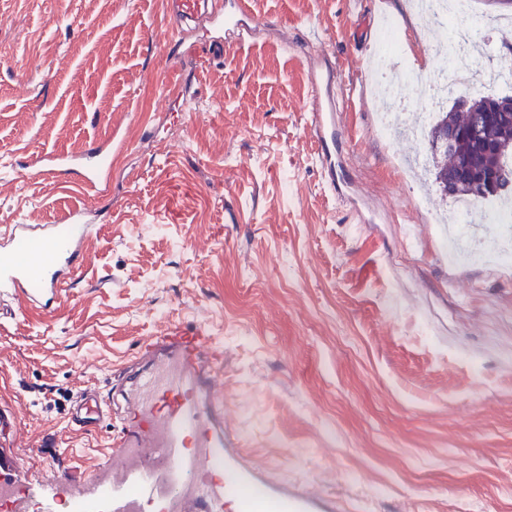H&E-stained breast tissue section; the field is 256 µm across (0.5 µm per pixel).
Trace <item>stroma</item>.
Wrapping results in <instances>:
<instances>
[{
	"label": "stroma",
	"instance_id": "1",
	"mask_svg": "<svg viewBox=\"0 0 512 512\" xmlns=\"http://www.w3.org/2000/svg\"><path fill=\"white\" fill-rule=\"evenodd\" d=\"M248 5L256 34L209 62L212 29L157 41L166 0H0V225L87 227L59 307L0 301V456L45 500L54 470L88 477L113 429L69 424L81 386L110 399L146 337L199 326L259 470L368 512H512V267L449 260L394 162L417 142L380 138L361 89L374 15L415 67L441 54L407 0ZM311 31L358 90L336 138L354 205L307 131ZM102 145L105 191L45 166Z\"/></svg>",
	"mask_w": 512,
	"mask_h": 512
}]
</instances>
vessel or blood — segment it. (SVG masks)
Returning <instances> with one entry per match:
<instances>
[{
    "instance_id": "obj_1",
    "label": "vessel or blood",
    "mask_w": 512,
    "mask_h": 512,
    "mask_svg": "<svg viewBox=\"0 0 512 512\" xmlns=\"http://www.w3.org/2000/svg\"><path fill=\"white\" fill-rule=\"evenodd\" d=\"M174 20L168 38L182 34L189 21L207 16L215 36L211 57L250 36L244 23L247 0H168ZM309 132L328 186L336 184V97L334 65L326 49L308 64ZM86 237L81 224L38 228L12 225L0 251V297L50 310L66 292L73 259ZM150 366L133 380L124 405L117 408L118 430L105 461L86 479L59 474L55 496L82 501L108 497L111 512H350L338 498L303 486L288 489L275 476L249 464L226 426L219 386L224 353L198 328L166 327L145 346ZM106 405L83 390L70 422L84 431L96 428ZM21 465L0 470V498L13 512H26L16 495Z\"/></svg>"
}]
</instances>
